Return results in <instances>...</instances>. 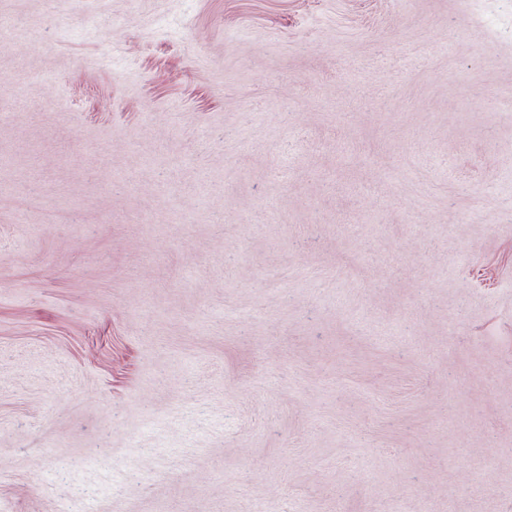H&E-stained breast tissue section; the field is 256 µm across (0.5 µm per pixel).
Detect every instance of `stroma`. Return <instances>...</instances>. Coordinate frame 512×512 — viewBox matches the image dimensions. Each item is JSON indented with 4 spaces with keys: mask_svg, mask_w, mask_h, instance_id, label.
Wrapping results in <instances>:
<instances>
[{
    "mask_svg": "<svg viewBox=\"0 0 512 512\" xmlns=\"http://www.w3.org/2000/svg\"><path fill=\"white\" fill-rule=\"evenodd\" d=\"M0 512H512V0H0Z\"/></svg>",
    "mask_w": 512,
    "mask_h": 512,
    "instance_id": "35a3bbf8",
    "label": "stroma"
}]
</instances>
